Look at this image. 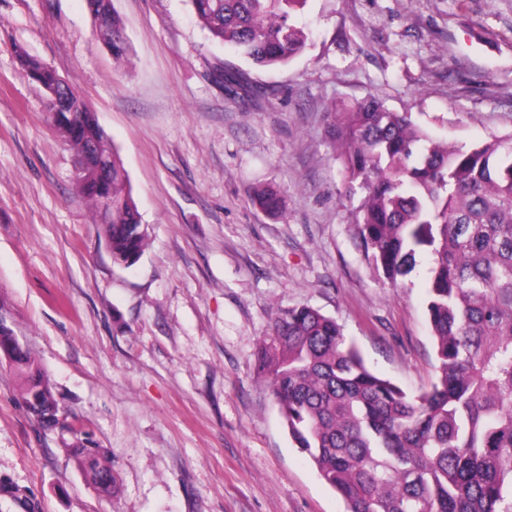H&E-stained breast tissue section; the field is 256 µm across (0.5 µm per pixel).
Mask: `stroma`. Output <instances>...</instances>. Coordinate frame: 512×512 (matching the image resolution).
I'll return each mask as SVG.
<instances>
[{
  "instance_id": "obj_1",
  "label": "stroma",
  "mask_w": 512,
  "mask_h": 512,
  "mask_svg": "<svg viewBox=\"0 0 512 512\" xmlns=\"http://www.w3.org/2000/svg\"><path fill=\"white\" fill-rule=\"evenodd\" d=\"M112 4L120 63L86 0H0V304L82 431H43L0 360V477L40 512H346L289 439L257 352L276 309L307 304L373 372L427 389L431 259L394 288L365 258L324 114L375 95L460 146L512 134V0H308V46L267 68L213 41L189 0ZM18 45L118 151L148 227L133 267L99 238ZM260 187L279 213L253 203ZM78 438L106 449L111 491L77 465ZM108 26L112 28V39L107 41L105 44L112 52L114 59L118 61L123 60L127 56L129 46L124 36L119 17L114 13L113 9Z\"/></svg>"
}]
</instances>
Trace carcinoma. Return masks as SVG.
<instances>
[{"label": "carcinoma", "mask_w": 512, "mask_h": 512, "mask_svg": "<svg viewBox=\"0 0 512 512\" xmlns=\"http://www.w3.org/2000/svg\"><path fill=\"white\" fill-rule=\"evenodd\" d=\"M308 0H190L212 39L253 64L288 63L306 46L295 15ZM114 59L127 56L111 15ZM20 65L46 88L48 63L16 48ZM79 116L62 136L81 165L77 183L91 202L112 261L135 264L147 231L118 152L96 113L66 86ZM345 195L359 199L358 237L369 263L391 285L432 258L427 312L436 356L431 388L409 394L371 371L331 317L307 306L276 310L257 354L289 438L345 501L347 512H512V135L467 149L437 142L408 112L369 95L326 113ZM259 205L281 200L258 189ZM13 364L25 407L46 430L61 411L29 351ZM73 455L89 479L116 482L104 450Z\"/></svg>", "instance_id": "1"}]
</instances>
